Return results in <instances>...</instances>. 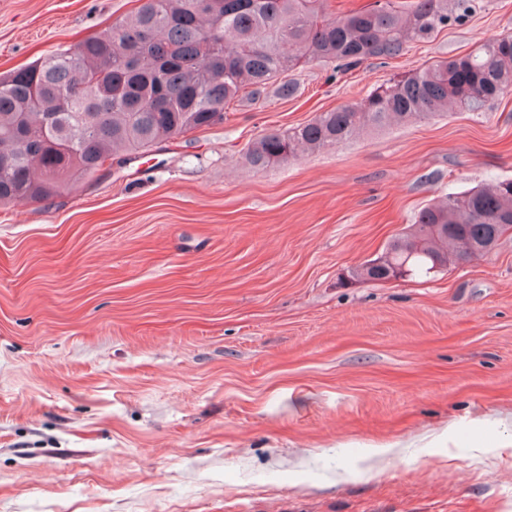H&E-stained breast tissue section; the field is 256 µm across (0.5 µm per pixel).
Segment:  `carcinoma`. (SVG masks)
Masks as SVG:
<instances>
[{
    "label": "carcinoma",
    "mask_w": 512,
    "mask_h": 512,
    "mask_svg": "<svg viewBox=\"0 0 512 512\" xmlns=\"http://www.w3.org/2000/svg\"><path fill=\"white\" fill-rule=\"evenodd\" d=\"M481 0H374L332 14L326 0H142L68 50L0 77V204L78 191L119 153L224 122L230 102H258L309 56L354 69L391 59L468 18ZM512 90V36L412 70L365 98L265 134L245 159L264 168L334 148L363 130L482 112ZM512 225V179L450 192L410 231L356 267L363 282L428 275L487 254Z\"/></svg>",
    "instance_id": "cac0c4a2"
}]
</instances>
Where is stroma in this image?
Wrapping results in <instances>:
<instances>
[{
    "instance_id": "1",
    "label": "stroma",
    "mask_w": 512,
    "mask_h": 512,
    "mask_svg": "<svg viewBox=\"0 0 512 512\" xmlns=\"http://www.w3.org/2000/svg\"><path fill=\"white\" fill-rule=\"evenodd\" d=\"M136 0H0V76ZM512 34V0L393 59L312 61L223 123L0 205V512H512V233L354 280L434 198L512 179L486 112L259 170L248 145Z\"/></svg>"
}]
</instances>
